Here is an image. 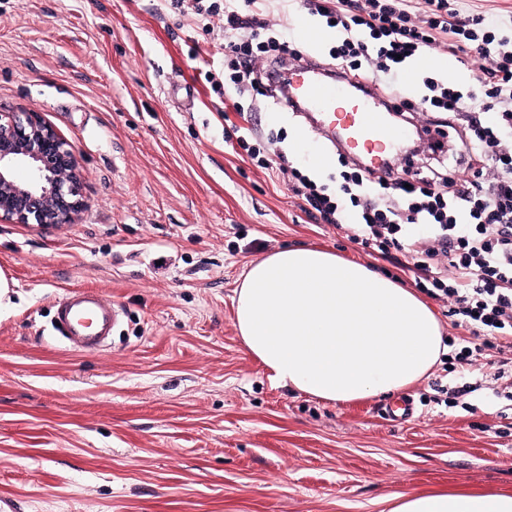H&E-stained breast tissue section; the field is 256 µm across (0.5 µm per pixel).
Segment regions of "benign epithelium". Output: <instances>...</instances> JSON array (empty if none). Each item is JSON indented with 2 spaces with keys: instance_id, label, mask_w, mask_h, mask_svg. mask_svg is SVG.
Returning a JSON list of instances; mask_svg holds the SVG:
<instances>
[{
  "instance_id": "obj_1",
  "label": "benign epithelium",
  "mask_w": 512,
  "mask_h": 512,
  "mask_svg": "<svg viewBox=\"0 0 512 512\" xmlns=\"http://www.w3.org/2000/svg\"><path fill=\"white\" fill-rule=\"evenodd\" d=\"M74 146L41 113L0 112V221L74 224L86 207Z\"/></svg>"
}]
</instances>
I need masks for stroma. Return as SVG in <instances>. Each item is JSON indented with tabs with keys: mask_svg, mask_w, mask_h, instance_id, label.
<instances>
[{
	"mask_svg": "<svg viewBox=\"0 0 512 512\" xmlns=\"http://www.w3.org/2000/svg\"><path fill=\"white\" fill-rule=\"evenodd\" d=\"M224 0H0V109L43 113L77 150L86 207L74 224L0 223V512H386L384 496L512 494V406L455 355L468 332L431 301L448 350L390 402L330 403L274 384L245 349L233 298L248 265L307 245L411 273L313 223L239 128L320 184L339 145L287 87L241 96L230 79ZM307 15L322 37L303 40ZM267 19L322 69L336 36L301 0ZM119 303L110 346L84 353L52 327L65 290ZM238 144L247 151L248 156L252 160H256L257 166L260 169H263L268 172L279 171L280 173L286 172V167L284 165V156L282 154H277L273 151L271 154H264L260 152V149L256 150L254 146H251L248 143V139L245 136H240L238 138Z\"/></svg>",
	"mask_w": 512,
	"mask_h": 512,
	"instance_id": "1",
	"label": "stroma"
}]
</instances>
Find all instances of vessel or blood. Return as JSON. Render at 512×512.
I'll use <instances>...</instances> for the list:
<instances>
[{
    "label": "vessel or blood",
    "mask_w": 512,
    "mask_h": 512,
    "mask_svg": "<svg viewBox=\"0 0 512 512\" xmlns=\"http://www.w3.org/2000/svg\"><path fill=\"white\" fill-rule=\"evenodd\" d=\"M290 99L304 111L314 113L328 133L337 135L342 146L362 157L372 169H381L392 157L403 131L388 120L376 103L375 92L322 80L309 64L289 67ZM55 332L75 350L96 351L122 322L118 305L94 291H66L55 308Z\"/></svg>",
    "instance_id": "obj_1"
}]
</instances>
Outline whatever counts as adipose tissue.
Instances as JSON below:
<instances>
[{
	"mask_svg": "<svg viewBox=\"0 0 512 512\" xmlns=\"http://www.w3.org/2000/svg\"><path fill=\"white\" fill-rule=\"evenodd\" d=\"M246 350L279 385L327 402L393 397L446 347L414 291L371 265L310 247L252 264L235 297ZM388 512H512V495L458 491L387 496Z\"/></svg>",
	"mask_w": 512,
	"mask_h": 512,
	"instance_id": "1",
	"label": "adipose tissue"
}]
</instances>
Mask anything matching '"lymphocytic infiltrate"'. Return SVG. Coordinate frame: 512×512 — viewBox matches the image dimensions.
Here are the masks:
<instances>
[{
	"label": "lymphocytic infiltrate",
	"instance_id": "f902f5d3",
	"mask_svg": "<svg viewBox=\"0 0 512 512\" xmlns=\"http://www.w3.org/2000/svg\"><path fill=\"white\" fill-rule=\"evenodd\" d=\"M311 12L334 22L337 70L351 86L380 83L388 101L400 102L401 59L437 48L474 59L468 91L429 83L428 106L445 114L474 166L472 180L449 188L437 174L404 182L359 167L343 173L335 191L292 171L289 188L311 220L388 257L405 226L423 223L424 236H409L402 268L430 297L445 299L455 326L472 335H512V36L500 34L479 14H462L449 0H305ZM265 0H225L224 28L238 88L254 84L258 55L289 52L282 34L259 37L269 27ZM368 32L362 40L360 32ZM361 209L346 220L348 206Z\"/></svg>",
	"mask_w": 512,
	"mask_h": 512
}]
</instances>
